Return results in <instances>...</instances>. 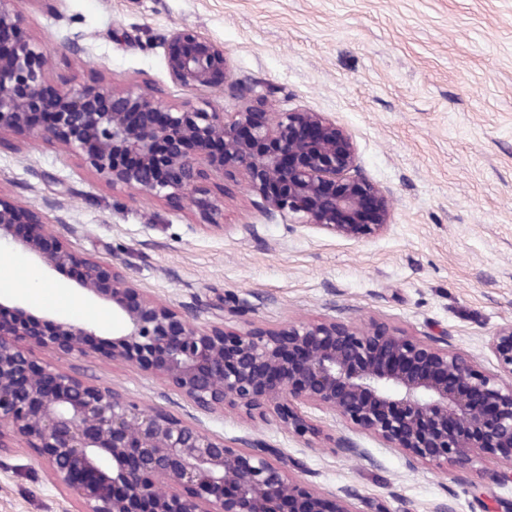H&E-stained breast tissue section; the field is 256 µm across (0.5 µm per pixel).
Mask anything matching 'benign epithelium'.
Masks as SVG:
<instances>
[{"mask_svg":"<svg viewBox=\"0 0 512 512\" xmlns=\"http://www.w3.org/2000/svg\"><path fill=\"white\" fill-rule=\"evenodd\" d=\"M0 133L24 130L79 155L114 185L180 201L211 174L239 172L267 220L290 229L359 241L389 227L390 200L359 172L351 134L324 112H267L271 84L232 79L228 52L207 34L175 29L162 40L170 80L188 91L228 88L253 105L228 116L213 107H167L139 87L110 92H46L50 49L35 45L17 0H0ZM112 99L104 110L100 98ZM49 112L50 125L29 121ZM224 152L216 157L212 145ZM138 160L135 167L120 162ZM192 202L206 225L224 231L221 206ZM55 271L79 267L76 284L112 309L120 334L107 356L158 375L210 414L227 405L271 406L302 437L291 404L333 412L380 438L408 460L451 462L463 472L480 460L511 469L512 322L495 328L488 349L497 370L432 338L412 339L387 324L360 328L331 317L267 333L195 325L138 288L117 267L77 255L34 210L0 199V244ZM0 451L24 441L82 512H357L346 497L325 496L272 463V450L245 453L208 430L162 410L146 411L122 393L88 385L37 363L33 343L63 354L89 352L94 326L34 316L0 303Z\"/></svg>","mask_w":512,"mask_h":512,"instance_id":"obj_1","label":"benign epithelium"}]
</instances>
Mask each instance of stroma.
I'll return each mask as SVG.
<instances>
[{"instance_id":"obj_1","label":"stroma","mask_w":512,"mask_h":512,"mask_svg":"<svg viewBox=\"0 0 512 512\" xmlns=\"http://www.w3.org/2000/svg\"><path fill=\"white\" fill-rule=\"evenodd\" d=\"M36 45L49 47L47 85L121 91L137 85L164 105L245 107L231 93L187 91L169 79L161 40L188 27L223 43L233 79L278 86L270 112L310 109L352 135L362 174L388 190L390 226L363 241L289 233L268 221L236 173L203 183L224 229L190 202L114 186L61 145L0 134V198L44 216L77 254L113 264L146 293L197 323L268 332L344 317L384 322L450 346L492 370L486 338L512 322V0H19ZM255 224L241 238L236 225ZM0 301L115 336L110 308L61 274L14 251ZM46 284L41 295L29 274ZM38 362L124 393L141 409L201 424L227 445L262 441L275 464L357 512H512V481L494 464L407 463L332 412L295 411L289 432L273 408L195 407L163 378L104 354L33 345ZM354 442L356 451L342 449ZM0 512H81L26 444L0 452Z\"/></svg>"}]
</instances>
